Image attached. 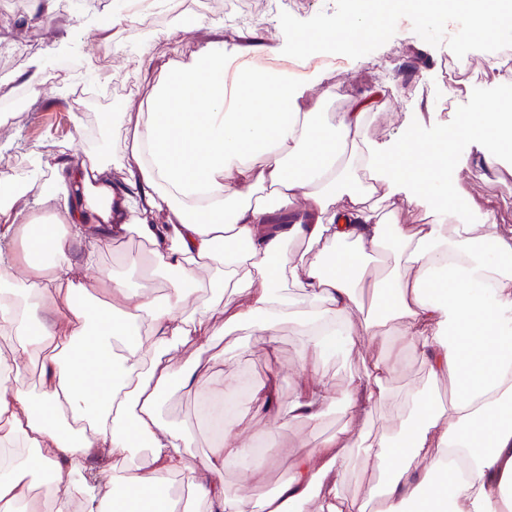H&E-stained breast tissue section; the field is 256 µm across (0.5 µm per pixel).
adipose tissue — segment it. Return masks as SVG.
Listing matches in <instances>:
<instances>
[{"label": "adipose tissue", "mask_w": 512, "mask_h": 512, "mask_svg": "<svg viewBox=\"0 0 512 512\" xmlns=\"http://www.w3.org/2000/svg\"><path fill=\"white\" fill-rule=\"evenodd\" d=\"M456 2L477 34L512 31L502 0ZM368 26L365 16L332 14L310 36L264 45L245 28L228 47L223 21L178 20L163 38L201 28L205 39L184 60L160 64L141 51L151 89L144 111L123 113L116 129L122 180L95 154L57 161L59 181L27 202L11 176L0 177V196H9L0 199V339L12 349L0 358V512H33L43 474L49 512H114L128 501L171 512L153 492L173 474L204 512H301L317 486L321 512H364L338 490L356 451L387 472L368 491L376 512H512V238L493 212L465 222L447 194L457 141L493 143L491 165L512 152V102L467 113L455 136L430 144L416 128L368 141L365 116L381 87L327 118L307 91L330 84L331 69L283 65L353 58ZM258 52L268 65L250 64ZM380 188L432 202L431 222L398 224L374 201ZM130 226L151 246V272L167 276L164 298L133 295L109 274L86 278L102 241ZM295 240L307 243L302 256L287 251ZM387 249L398 266L367 279L372 256ZM366 287L376 311L355 328L350 314ZM219 321L258 329L271 346L277 327L293 322L321 353L356 355L363 337L381 349L349 382L347 427L299 456L274 495L255 484L239 496L224 491L226 464L267 455L228 438L196 459L186 434L160 420L173 353L190 340L208 350ZM407 348L457 390L445 402L410 394L409 414L371 437V406ZM142 444L149 471L138 475Z\"/></svg>", "instance_id": "1"}]
</instances>
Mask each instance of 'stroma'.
Returning a JSON list of instances; mask_svg holds the SVG:
<instances>
[{"label":"stroma","mask_w":512,"mask_h":512,"mask_svg":"<svg viewBox=\"0 0 512 512\" xmlns=\"http://www.w3.org/2000/svg\"><path fill=\"white\" fill-rule=\"evenodd\" d=\"M225 2L207 0L201 14L208 21H223L224 41L229 45L237 42L244 23L255 30L261 42L272 44L291 34L313 31L322 15L351 11L349 0H242L245 10L241 13L227 9ZM111 13L112 0H57L48 16L39 12L36 0H0V104L26 94L20 76L31 56L39 54L55 61L53 42L58 34L71 33L82 43L74 62L66 64L64 71L43 72L48 99L37 102L35 109L14 112L11 120L0 118V138L12 140L9 149L0 151V174L21 175L23 164L36 158L76 159L98 152L105 160L118 159L113 130L121 113L137 111L150 90L149 78L138 68L140 45L149 43L152 54L162 61L188 57L196 48L190 37L152 39L154 27L131 18L124 24L125 52L107 53L86 38L85 32L91 19ZM510 47V35L498 40L473 37L465 13L448 5H441L432 18L411 12L395 18L385 34L368 35L355 59L337 65L333 94L324 98L325 111H346L365 89L378 84L384 95L380 108L366 116L368 139L390 141L410 124L437 137L452 127L457 113L512 100V87H506L490 65L500 49ZM451 66L467 74L464 90L449 87L445 71ZM493 152L487 142H460L457 154L464 163L456 168L448 194L465 201L464 214L470 220H479L484 211H495L502 230L512 234V154L499 155L495 172L483 173L484 157ZM150 249L136 231H127L102 243L99 267L124 278L130 288L161 294L162 277L144 276L124 262L129 255L148 257ZM306 343L296 326L284 324L277 330L272 351L257 330L247 328L219 334L206 352L191 342L181 346L172 358L174 370L194 361L197 377L189 386L173 379L160 395L163 423L184 431L192 453L205 456L214 448L217 433L202 405L223 395L225 377L239 378L247 389L238 398L233 434L257 448L275 447L270 461L253 475L268 493H275L295 464L301 438H308L314 448L346 423L343 397L350 377L379 353L377 345L366 342L362 356L344 359L316 354ZM312 373L329 392L318 422L291 421L257 408L251 400V388L272 383L279 404L287 405L301 377ZM415 390L432 392L444 400L452 384L445 377L432 379L421 357L409 350L388 380L387 398L373 408V435L394 426L398 415L407 411L405 395Z\"/></svg>","instance_id":"stroma-1"}]
</instances>
